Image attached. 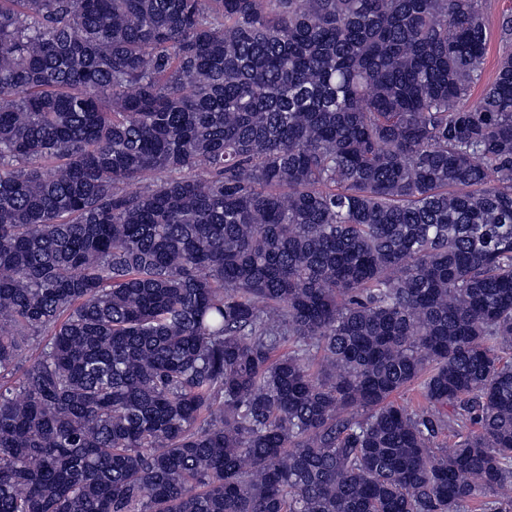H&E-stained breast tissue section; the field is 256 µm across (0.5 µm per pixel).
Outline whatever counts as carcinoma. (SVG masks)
<instances>
[{"mask_svg":"<svg viewBox=\"0 0 512 512\" xmlns=\"http://www.w3.org/2000/svg\"><path fill=\"white\" fill-rule=\"evenodd\" d=\"M499 30L0 0V512H512ZM485 16L487 18L491 39L488 47V53L483 69L482 79L475 87L472 99L477 98L485 85L493 80L497 69V62L502 54L503 47L499 39L498 22L503 13H512V0H482Z\"/></svg>","mask_w":512,"mask_h":512,"instance_id":"carcinoma-1","label":"carcinoma"}]
</instances>
